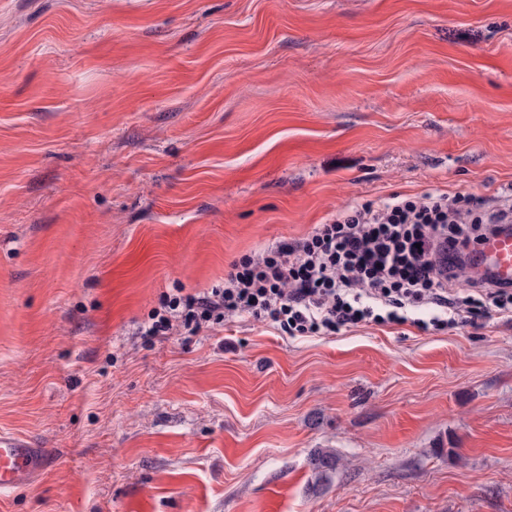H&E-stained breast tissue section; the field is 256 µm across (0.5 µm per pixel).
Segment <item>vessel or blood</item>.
Masks as SVG:
<instances>
[{"mask_svg":"<svg viewBox=\"0 0 512 512\" xmlns=\"http://www.w3.org/2000/svg\"><path fill=\"white\" fill-rule=\"evenodd\" d=\"M478 269H491L501 284H512V234L486 238L476 248ZM48 464L46 449L30 447L18 436H0V495L30 485Z\"/></svg>","mask_w":512,"mask_h":512,"instance_id":"vessel-or-blood-1","label":"vessel or blood"}]
</instances>
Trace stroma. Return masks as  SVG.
<instances>
[{"mask_svg": "<svg viewBox=\"0 0 512 512\" xmlns=\"http://www.w3.org/2000/svg\"><path fill=\"white\" fill-rule=\"evenodd\" d=\"M510 184L512 0H0V435L52 451L0 512H512V321L137 334L353 203ZM339 461L337 454L331 450L320 449L315 452L309 460L315 481L320 483L329 480L331 474L337 471Z\"/></svg>", "mask_w": 512, "mask_h": 512, "instance_id": "35a3bbf8", "label": "stroma"}]
</instances>
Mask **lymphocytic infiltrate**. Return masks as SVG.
Returning <instances> with one entry per match:
<instances>
[{"mask_svg":"<svg viewBox=\"0 0 512 512\" xmlns=\"http://www.w3.org/2000/svg\"><path fill=\"white\" fill-rule=\"evenodd\" d=\"M512 226V191L496 200L445 192L354 204L305 237L242 256L222 287L163 294L138 333L195 335L247 317L290 337L360 324L430 332L493 313L512 320V288L473 275L471 246Z\"/></svg>","mask_w":512,"mask_h":512,"instance_id":"f902f5d3","label":"lymphocytic infiltrate"}]
</instances>
